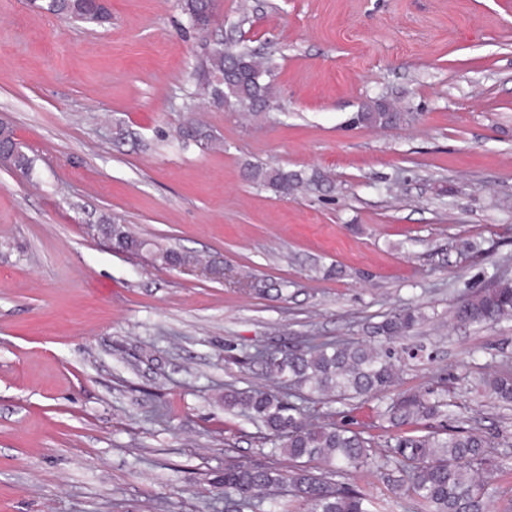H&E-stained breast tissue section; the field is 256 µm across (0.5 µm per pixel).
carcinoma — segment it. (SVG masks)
I'll use <instances>...</instances> for the list:
<instances>
[{
    "mask_svg": "<svg viewBox=\"0 0 512 512\" xmlns=\"http://www.w3.org/2000/svg\"><path fill=\"white\" fill-rule=\"evenodd\" d=\"M214 0H182L188 17L212 11ZM28 5L57 19L102 25L111 20L108 4L99 0H28ZM274 65L270 55L214 40L203 64L204 93L211 101L223 97L238 102L255 118L271 107L274 98ZM410 112H359L354 121L384 129L410 122ZM250 178L283 198H290L309 180L295 171L254 165ZM114 246H140L120 224L108 229ZM159 259L171 267L197 261L188 253L165 251ZM421 313L404 309L388 314L370 326V333L384 337L376 344L343 340L315 342L285 348L266 347L248 356L279 385L276 391L230 389L224 408H240L261 424L264 443L288 457V470L266 465L228 462L221 485L224 506L235 512H265L280 497L304 506L306 512H377L365 493L339 486L326 474L350 475L369 471L385 477L415 501L417 512H490V486L499 472L512 467V457L497 451L494 438L474 429L427 425L424 430L404 427L449 415L452 404L435 390L398 392L399 367L407 351L397 339L411 332ZM452 320L463 327L498 325L512 321V280L496 278L488 286L460 300ZM482 385L498 400L512 403V370L501 369ZM332 398L379 401L377 416L397 429L386 449L374 446L363 431L350 425L317 422L313 405Z\"/></svg>",
    "mask_w": 512,
    "mask_h": 512,
    "instance_id": "carcinoma-1",
    "label": "carcinoma"
}]
</instances>
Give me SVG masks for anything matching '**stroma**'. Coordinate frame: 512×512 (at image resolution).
Wrapping results in <instances>:
<instances>
[{"label": "stroma", "mask_w": 512, "mask_h": 512, "mask_svg": "<svg viewBox=\"0 0 512 512\" xmlns=\"http://www.w3.org/2000/svg\"><path fill=\"white\" fill-rule=\"evenodd\" d=\"M240 1L220 0L212 37L274 52L276 105L198 113L215 149L179 135L212 38L180 0H110L101 27L0 0V121L34 160L0 167V512H224L225 462L289 466L224 408L225 387L272 386L246 354L364 342L406 307L424 319L399 390H447L512 455V406L480 384L512 364V322L449 324L512 277V0H244L245 19ZM378 103L414 119L352 125ZM256 164L332 188L287 200ZM108 220L141 248L115 249ZM377 407L321 410L380 444ZM353 485L414 512L386 481Z\"/></svg>", "instance_id": "stroma-1"}]
</instances>
